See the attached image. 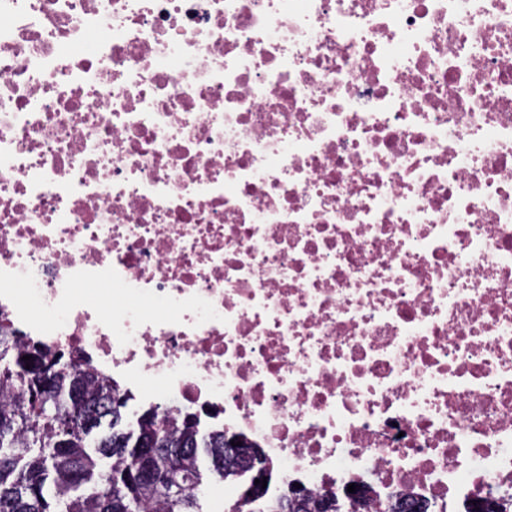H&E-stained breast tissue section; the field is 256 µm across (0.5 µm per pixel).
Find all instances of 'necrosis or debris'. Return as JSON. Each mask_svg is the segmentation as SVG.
<instances>
[{
  "mask_svg": "<svg viewBox=\"0 0 512 512\" xmlns=\"http://www.w3.org/2000/svg\"><path fill=\"white\" fill-rule=\"evenodd\" d=\"M1 327L315 494L512 485V0H0Z\"/></svg>",
  "mask_w": 512,
  "mask_h": 512,
  "instance_id": "necrosis-or-debris-1",
  "label": "necrosis or debris"
}]
</instances>
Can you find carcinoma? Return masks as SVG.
Masks as SVG:
<instances>
[{
	"label": "carcinoma",
	"mask_w": 512,
	"mask_h": 512,
	"mask_svg": "<svg viewBox=\"0 0 512 512\" xmlns=\"http://www.w3.org/2000/svg\"><path fill=\"white\" fill-rule=\"evenodd\" d=\"M36 364L15 351L14 337L0 332V512H200L202 474L197 422L168 430L159 414H142L137 433L164 440L154 458L156 479L145 482L143 461L122 432L91 437L88 422L96 403L112 398L111 414L120 416L127 397L101 384L78 357L65 360L59 383H44L41 362L53 356L32 346ZM207 455L223 480L232 477L224 464L226 435H207ZM169 448L187 452L173 458Z\"/></svg>",
	"instance_id": "cac0c4a2"
}]
</instances>
